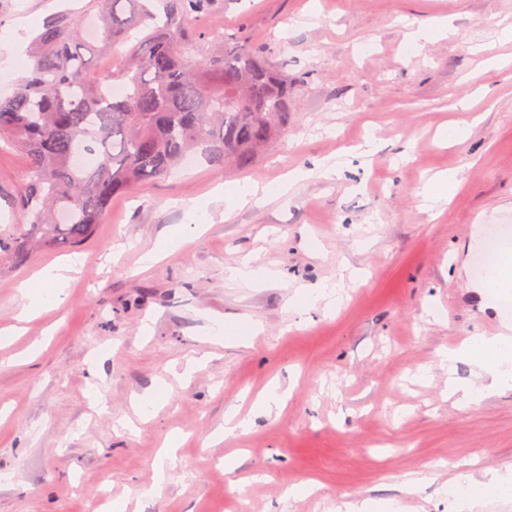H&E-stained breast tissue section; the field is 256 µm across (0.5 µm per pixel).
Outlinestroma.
Instances as JSON below:
<instances>
[{
	"mask_svg": "<svg viewBox=\"0 0 512 512\" xmlns=\"http://www.w3.org/2000/svg\"><path fill=\"white\" fill-rule=\"evenodd\" d=\"M79 5L0 0V38L26 44ZM441 21L446 33L412 45ZM191 25L199 54L219 32L296 81L288 132L247 167L199 159L113 199L77 250L66 305L0 343V512H108L116 498L126 512H334L393 498L407 512H454L434 488L406 497L401 485L418 472L445 482L512 468V391L459 409L440 363L505 315L472 282L497 225H512V41L499 37L512 0H213ZM490 57L499 67L483 70ZM465 96L471 109L455 110ZM464 121L465 143L438 139ZM369 134L378 151L365 158L356 148ZM325 158L341 161L329 178L313 171ZM27 167L0 143V224L22 221L14 197ZM298 168L309 176L286 196L229 207L235 185H275ZM454 170L460 188L430 217L419 191ZM186 200L203 232L187 227ZM58 258L0 278V329L16 322L21 284ZM247 258L276 279L228 281ZM353 269L336 311L293 306ZM219 320L264 330L218 343ZM274 386L285 399L262 409ZM231 407L250 428L216 440ZM306 482L308 495L289 497Z\"/></svg>",
	"mask_w": 512,
	"mask_h": 512,
	"instance_id": "35a3bbf8",
	"label": "stroma"
}]
</instances>
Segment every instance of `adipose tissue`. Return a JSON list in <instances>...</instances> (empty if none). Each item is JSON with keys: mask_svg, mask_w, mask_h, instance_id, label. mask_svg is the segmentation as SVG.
<instances>
[{"mask_svg": "<svg viewBox=\"0 0 512 512\" xmlns=\"http://www.w3.org/2000/svg\"><path fill=\"white\" fill-rule=\"evenodd\" d=\"M81 266L80 258L70 257L42 267L33 277L34 287L21 290L25 300L21 318L34 315L45 301L63 304L70 275ZM461 360L471 365V379H448V396L460 408H471L492 393L512 390V336L475 335L443 356L451 367ZM448 489L456 497L459 512H481L488 497H512V469H481L465 479L453 480Z\"/></svg>", "mask_w": 512, "mask_h": 512, "instance_id": "obj_1", "label": "adipose tissue"}]
</instances>
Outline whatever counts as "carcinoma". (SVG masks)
Returning <instances> with one entry per match:
<instances>
[{"label":"carcinoma","mask_w":512,"mask_h":512,"mask_svg":"<svg viewBox=\"0 0 512 512\" xmlns=\"http://www.w3.org/2000/svg\"><path fill=\"white\" fill-rule=\"evenodd\" d=\"M211 5L90 0L46 21L27 73L0 98V141L29 162L16 198L25 224L0 228V274L40 251L80 246L114 197L169 176L200 147L215 166L244 167L288 131L296 84L262 50L226 43L217 56L188 60L190 17ZM92 13L102 50L122 51L118 70L101 73L81 52ZM78 153L92 161L77 163Z\"/></svg>","instance_id":"carcinoma-1"}]
</instances>
